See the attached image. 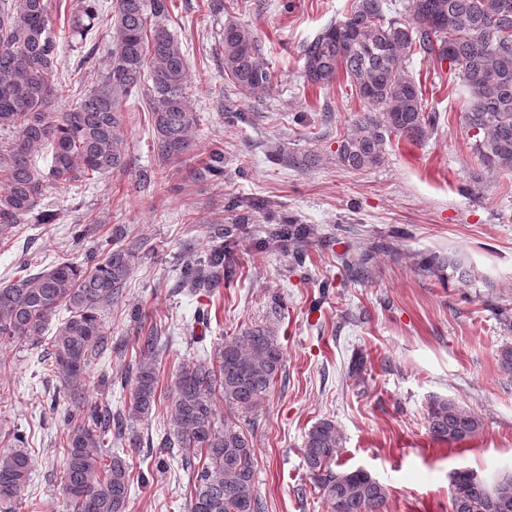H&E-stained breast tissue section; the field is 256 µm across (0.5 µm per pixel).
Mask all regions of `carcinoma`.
Wrapping results in <instances>:
<instances>
[{
	"label": "carcinoma",
	"mask_w": 512,
	"mask_h": 512,
	"mask_svg": "<svg viewBox=\"0 0 512 512\" xmlns=\"http://www.w3.org/2000/svg\"><path fill=\"white\" fill-rule=\"evenodd\" d=\"M412 20L385 16L384 0H356L350 14L327 26L303 49L304 77L328 86L345 73L372 111L342 138L337 162L363 171L382 161L385 136L420 140L434 119L423 111L422 94L406 61L414 54L436 57L458 71L468 104L464 127L485 166L512 172V0H409ZM169 0H115L112 41L98 82L58 109L59 42L48 0H0V226L52 224L56 213L42 206L52 184L86 183L128 165L120 137L130 98L146 100L157 155L187 161L198 124L190 90L194 79L178 38L164 21ZM95 0H79L65 35L87 64L89 33L100 24ZM224 75L246 92L270 87L271 73L259 60L252 30L224 26ZM48 159L45 167L38 160ZM304 224H284L271 239L302 241ZM135 249L114 246L84 261L31 269L0 286V341L37 345L53 317L64 309L50 341L51 365L63 387L66 467L61 493L70 512H126L134 477L125 458L106 442L126 438L133 423L150 416L158 401V336L142 344L126 405L117 412L90 401L102 379L93 360L111 345L101 320L104 307L120 299L134 268ZM221 255L207 263L188 261L185 282L195 288L219 278ZM284 365V351L270 327L224 337L208 363H180L166 408L164 448L179 449L194 472L189 512H263L255 494L254 448L240 417L262 410ZM224 403V413L217 410ZM426 423L432 437L448 443L477 435L481 417L455 401L435 397ZM18 445L0 451V507L15 512L33 468ZM342 436L331 420L306 434L303 463L330 512H387L388 492L369 472L342 469ZM469 469L456 485L461 512H512L493 507L491 490Z\"/></svg>",
	"instance_id": "cac0c4a2"
}]
</instances>
